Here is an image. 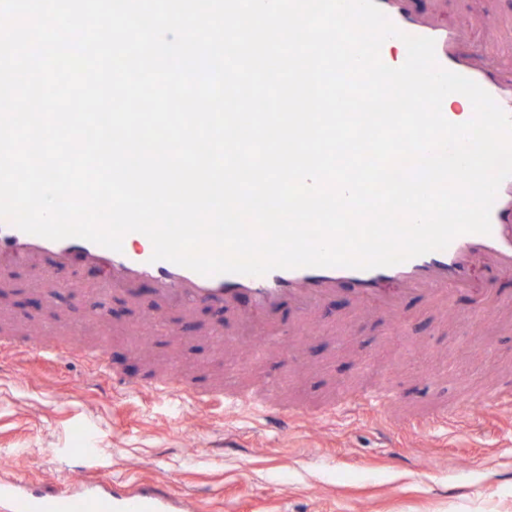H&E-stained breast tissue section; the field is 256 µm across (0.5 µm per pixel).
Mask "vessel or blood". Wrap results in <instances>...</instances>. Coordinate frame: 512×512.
<instances>
[{"instance_id":"obj_1","label":"vessel or blood","mask_w":512,"mask_h":512,"mask_svg":"<svg viewBox=\"0 0 512 512\" xmlns=\"http://www.w3.org/2000/svg\"><path fill=\"white\" fill-rule=\"evenodd\" d=\"M384 14L401 31L433 38L439 66L461 74L479 84L507 114L512 115V75L499 66H480L471 61L475 53L470 31L437 12L421 13L420 0H375ZM140 233L126 235L121 251H113L79 238L51 241L20 230L10 220L0 218V266L24 261L41 281L58 278L60 271L73 265L83 267L96 287L99 302L115 293L138 302V286L150 283L155 297L188 317L194 308L204 305L235 316L234 327L224 329L225 340L238 338L248 323L260 325L262 334L254 341L264 353L277 352L284 326L277 314L281 305L293 307L303 318L317 317L326 300L346 294L356 307L374 316L399 324L407 299L417 298L430 307L446 305L449 290L469 289L472 270L484 264L493 272L479 291L481 300L497 295V277L512 273V177L505 179L491 210V232L463 234L441 251L421 255L403 263L373 269L345 267H304L275 269L263 276L219 274L203 276L188 268L161 260L152 261V247L134 248ZM22 347L29 354L48 359L78 358L90 366L93 376L103 378L112 392L136 396L152 392L158 395L189 393L206 406L233 407L241 403L258 407L269 423L287 421L290 407L281 392L264 379L254 380L244 389L220 382L192 384L174 370L153 371L149 380L130 379L112 370L109 348L60 346L51 338L30 336L17 340L0 335V349ZM400 394L379 383L361 389L343 388L331 411L345 415L359 410L417 430L427 429L432 419L409 420L400 403ZM497 409L512 405V384H498L475 393L473 400L457 399L435 409L434 419H459L469 412L471 402ZM196 499L167 487L147 483L117 485L99 474L61 487L54 495L43 497L29 491L27 481L17 474L0 471V504L7 512H194Z\"/></svg>"}]
</instances>
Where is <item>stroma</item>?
<instances>
[{"mask_svg":"<svg viewBox=\"0 0 512 512\" xmlns=\"http://www.w3.org/2000/svg\"><path fill=\"white\" fill-rule=\"evenodd\" d=\"M450 15L471 23L477 44L512 15V0H445ZM46 289L29 266L0 270V310L27 331L78 315L86 274H66ZM491 315L477 298L450 294L447 312L411 302L392 328L360 315L345 297L324 309V324L305 341L302 364L262 358L258 372L281 383L289 402L314 406L343 385L385 380L412 407L465 398L484 385L512 383V276L498 280ZM191 326L143 296L123 303L93 344L111 338L114 371L142 378L172 363L184 375L224 377L210 332L219 318L200 306ZM78 359L46 361L0 354V466L50 494L79 471L119 484L145 481L197 496L199 512H512V407L475 409L463 424L440 421L425 431L387 429L367 413L311 414L282 429L250 408L226 413L177 399L111 395L85 384Z\"/></svg>","mask_w":512,"mask_h":512,"instance_id":"35a3bbf8","label":"stroma"}]
</instances>
